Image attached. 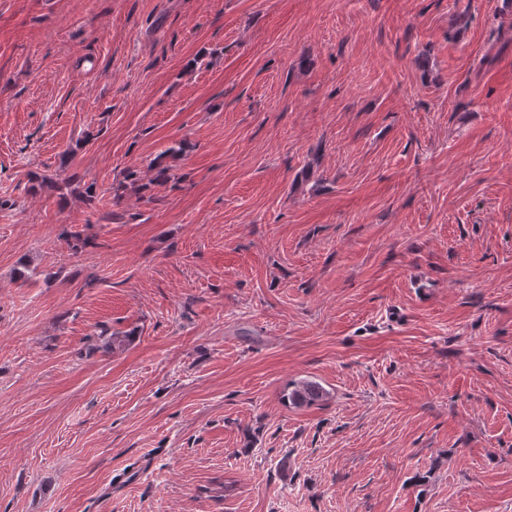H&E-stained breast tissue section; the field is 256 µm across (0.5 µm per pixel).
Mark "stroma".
I'll return each mask as SVG.
<instances>
[{
    "mask_svg": "<svg viewBox=\"0 0 512 512\" xmlns=\"http://www.w3.org/2000/svg\"><path fill=\"white\" fill-rule=\"evenodd\" d=\"M499 2L0 0V512H512ZM292 387L289 393L284 394V399L296 406L311 404L326 395L319 384L308 379L297 381Z\"/></svg>",
    "mask_w": 512,
    "mask_h": 512,
    "instance_id": "1",
    "label": "stroma"
}]
</instances>
